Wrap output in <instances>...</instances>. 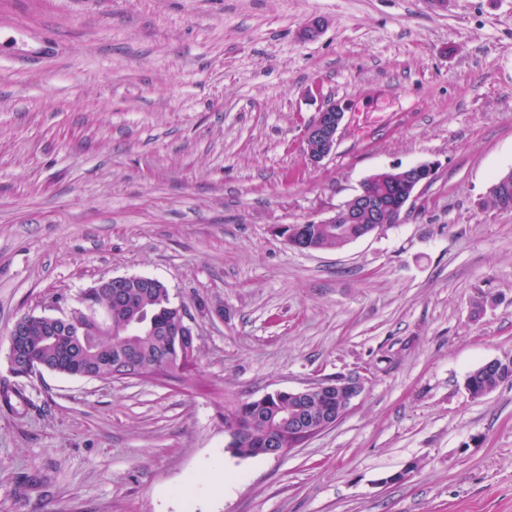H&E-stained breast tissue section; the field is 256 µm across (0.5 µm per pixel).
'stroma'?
<instances>
[{"label": "stroma", "instance_id": "35a3bbf8", "mask_svg": "<svg viewBox=\"0 0 512 512\" xmlns=\"http://www.w3.org/2000/svg\"><path fill=\"white\" fill-rule=\"evenodd\" d=\"M424 162L401 223L277 232ZM510 170L512 0H0V512H512V381L465 388L512 358V211L485 205ZM131 275L198 334L180 379L10 377L20 317ZM355 373L334 428L229 449L226 407ZM346 108L332 101L322 107L305 125L303 140L314 144L313 150L307 151L311 164H319L335 149L341 130L344 127ZM508 358L505 359H499L495 358L489 361H486L484 363L485 371L488 373H495V371L498 368V361L505 363L504 361L508 362ZM481 365V366H482ZM479 366L475 370H473L470 375L466 378V385L467 387L474 386L476 388H480L482 390H469L467 389V392L471 399L479 400L483 397H485L487 394L491 393L496 387L502 383L506 379L512 380V365L510 364H504L502 365L501 369V376L500 380L497 382V378L495 376H485V374L482 372ZM483 389H489L490 392H486Z\"/></svg>", "mask_w": 512, "mask_h": 512}]
</instances>
